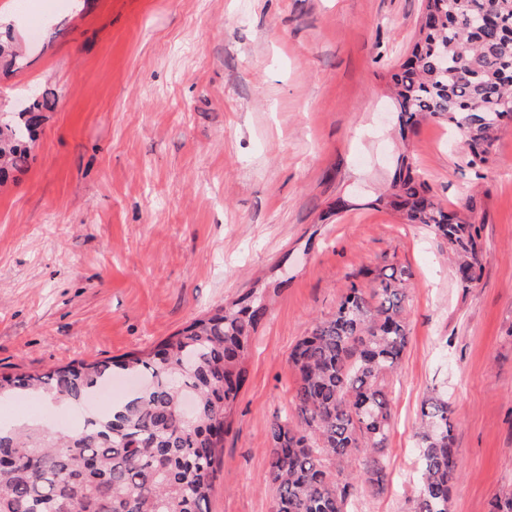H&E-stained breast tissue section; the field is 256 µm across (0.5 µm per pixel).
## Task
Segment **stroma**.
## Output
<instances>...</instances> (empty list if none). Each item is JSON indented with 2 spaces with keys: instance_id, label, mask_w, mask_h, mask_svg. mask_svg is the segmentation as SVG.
<instances>
[{
  "instance_id": "35a3bbf8",
  "label": "stroma",
  "mask_w": 512,
  "mask_h": 512,
  "mask_svg": "<svg viewBox=\"0 0 512 512\" xmlns=\"http://www.w3.org/2000/svg\"><path fill=\"white\" fill-rule=\"evenodd\" d=\"M421 7L0 0L25 47L0 70V113L34 89L58 98L29 170L0 191V371L119 358L267 289L209 510L271 512L267 430L297 385L288 353L350 285L368 287L361 267L393 263L413 286L387 380V488L355 512H407L432 392L462 461L448 512L512 495V127L479 169L447 123L400 140L390 74ZM403 152L445 210L476 190L477 286L460 287L446 243L376 205Z\"/></svg>"
}]
</instances>
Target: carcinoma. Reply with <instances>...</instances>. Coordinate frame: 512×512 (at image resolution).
Instances as JSON below:
<instances>
[{"mask_svg":"<svg viewBox=\"0 0 512 512\" xmlns=\"http://www.w3.org/2000/svg\"><path fill=\"white\" fill-rule=\"evenodd\" d=\"M20 58L0 39V65ZM400 135L428 119L463 132L473 166L487 164L512 112V0H424L407 59L391 74ZM53 107L48 92L0 118V187L30 164V142ZM407 224L448 245L463 288L481 279V224L439 207L417 167L399 157L391 192L379 197ZM359 274L336 312L316 320L288 360L298 382L294 419L268 430L266 481L273 512H352L364 490L384 491L392 417L387 376L408 340L405 300L412 274L394 264ZM266 307L250 292L193 319L158 346L119 362L78 361L45 371L0 372V403L34 395L81 407L71 429H0V512H209L224 436L247 379L246 359ZM130 396L99 410L89 401L116 375ZM448 399L421 406L419 480L409 512H448L462 469ZM361 459L362 474L353 472Z\"/></svg>","mask_w":512,"mask_h":512,"instance_id":"1","label":"carcinoma"}]
</instances>
